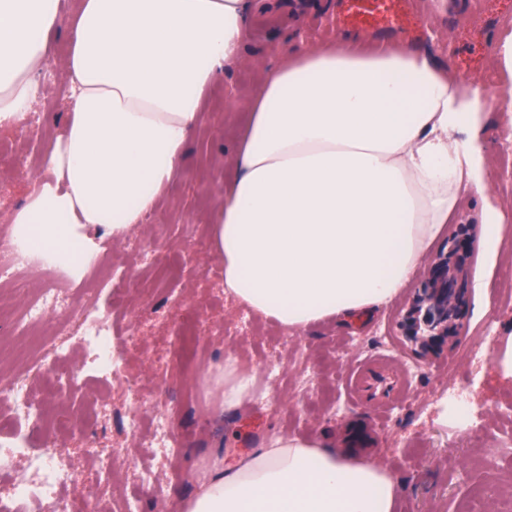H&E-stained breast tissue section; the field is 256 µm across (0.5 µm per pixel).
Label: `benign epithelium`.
Returning a JSON list of instances; mask_svg holds the SVG:
<instances>
[{
	"instance_id": "7a95c632",
	"label": "benign epithelium",
	"mask_w": 512,
	"mask_h": 512,
	"mask_svg": "<svg viewBox=\"0 0 512 512\" xmlns=\"http://www.w3.org/2000/svg\"><path fill=\"white\" fill-rule=\"evenodd\" d=\"M471 228L458 226L456 235L432 258L425 278L402 310L400 336L420 359L438 357L456 346L469 301Z\"/></svg>"
}]
</instances>
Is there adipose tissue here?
Listing matches in <instances>:
<instances>
[{"label":"adipose tissue","mask_w":512,"mask_h":512,"mask_svg":"<svg viewBox=\"0 0 512 512\" xmlns=\"http://www.w3.org/2000/svg\"><path fill=\"white\" fill-rule=\"evenodd\" d=\"M265 0H0V128L39 94L48 36L72 35L63 132L11 238L29 262L80 274L103 236L120 239L176 175L206 88L244 64ZM358 37L302 46L255 87L231 175L210 214L224 291L302 331L360 322L398 294L454 210L455 189L484 194V90L431 54ZM470 120L466 139L454 134ZM380 465L326 437L280 435L210 462L180 512H395Z\"/></svg>","instance_id":"adipose-tissue-1"}]
</instances>
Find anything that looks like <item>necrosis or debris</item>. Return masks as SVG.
I'll use <instances>...</instances> for the list:
<instances>
[{
  "instance_id": "obj_1",
  "label": "necrosis or debris",
  "mask_w": 512,
  "mask_h": 512,
  "mask_svg": "<svg viewBox=\"0 0 512 512\" xmlns=\"http://www.w3.org/2000/svg\"><path fill=\"white\" fill-rule=\"evenodd\" d=\"M49 323L54 324L55 333L41 337L40 342L52 366L50 375L35 382L14 379L0 385L11 402L9 414L0 416V429L12 432L10 438H0V476L11 485L10 498L0 500V512H99L101 489L112 479V457L97 454L96 470L85 474L68 462L56 442L30 447V438L44 429L45 400L76 386L84 370L119 378L129 401L123 424L126 436H136L142 420H150L149 446L164 457L176 448L168 426L169 409L157 405L150 417L142 415L139 378L125 370L122 356L124 350L136 345L135 332H127L123 342H115L109 318L92 316L86 308H74L48 278L35 293L25 294L17 306L13 316L15 337L26 338L35 328ZM71 335L77 336L84 350V360L77 369L62 364V340ZM77 484L82 485L83 493L75 500L66 491Z\"/></svg>"
}]
</instances>
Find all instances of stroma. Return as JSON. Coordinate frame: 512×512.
<instances>
[{"label":"stroma","mask_w":512,"mask_h":512,"mask_svg":"<svg viewBox=\"0 0 512 512\" xmlns=\"http://www.w3.org/2000/svg\"><path fill=\"white\" fill-rule=\"evenodd\" d=\"M378 33L432 54L460 83L512 93V78L500 63L503 39L512 33V0H445L441 9L431 0H273L251 20L244 45L249 64L220 76L203 96L202 118L180 173L148 218V233L160 239L155 269L136 271L127 309L115 311L110 288L98 281L112 266L134 264L125 242L105 239L91 271L81 278L58 272L63 287L86 292L96 310L111 317L116 332L140 324L144 340L130 364L144 374L141 402L172 409L169 427L178 449L171 457L156 458L151 449L124 446L115 418L88 412L95 395L121 405L116 383L86 375L66 394L77 429L65 438L63 451L82 471L91 469L93 451L111 453L113 483L102 497L113 506L134 499L139 512H178L203 464L271 436L322 433L338 449L354 451L394 475L401 486L396 512H512V295L506 290L512 284V169L502 163V148L512 143V115L492 103L482 113L490 188L482 198L460 191L454 221L440 233L448 238L457 224L488 205L506 215L497 242L489 241L482 224L472 230L470 303L452 354L416 359L396 327L427 263H420L399 296L362 326L324 322L298 333L296 345L288 348L275 340L278 326L225 296L211 271L213 194L224 183V161L232 156L245 120L257 60L342 35ZM49 42L39 83L67 84L68 30L52 31ZM66 114L65 98L52 104L36 99L26 120L40 141L34 150L17 131H0V237L7 233L10 212L25 203L32 188L17 159L24 156L45 168ZM195 313L214 321L213 335L199 343L201 373L222 367L232 353L240 369L255 376L251 397L234 409L223 410L219 395L211 386H197L190 370L153 368L177 326ZM273 360L281 363V379L274 385L266 381ZM372 363L399 365L406 374L402 393L382 411L351 398L347 390L349 373ZM452 386L466 387L477 423L463 426L440 405V396ZM135 457L151 467L152 484L140 483L131 467Z\"/></svg>","instance_id":"obj_1"}]
</instances>
